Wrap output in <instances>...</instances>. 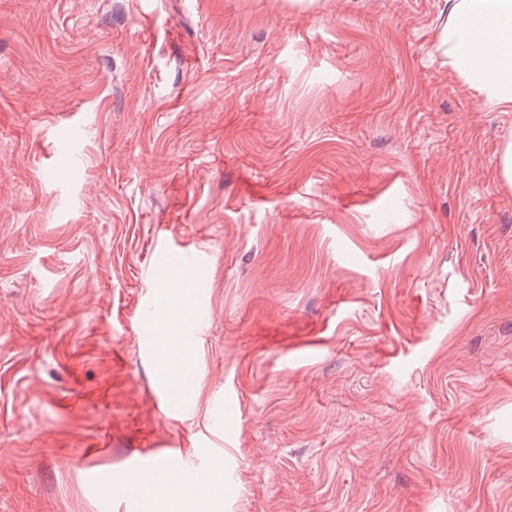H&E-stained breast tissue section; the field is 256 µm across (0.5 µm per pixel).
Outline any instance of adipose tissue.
<instances>
[{
  "label": "adipose tissue",
  "instance_id": "obj_1",
  "mask_svg": "<svg viewBox=\"0 0 512 512\" xmlns=\"http://www.w3.org/2000/svg\"><path fill=\"white\" fill-rule=\"evenodd\" d=\"M436 49L457 74L492 109L512 112V0H445ZM186 308L182 296L171 297L161 318L169 337L164 371L176 377L185 368L187 349L176 334ZM149 497L161 512H216L214 486L186 491L156 485Z\"/></svg>",
  "mask_w": 512,
  "mask_h": 512
}]
</instances>
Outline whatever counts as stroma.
Here are the masks:
<instances>
[{"label":"stroma","mask_w":512,"mask_h":512,"mask_svg":"<svg viewBox=\"0 0 512 512\" xmlns=\"http://www.w3.org/2000/svg\"><path fill=\"white\" fill-rule=\"evenodd\" d=\"M442 10L0 0V512H143L171 452L222 512H512V112ZM186 308L185 300L182 296L171 297L163 311L161 318L166 327V333L169 340V351L162 361L164 371L169 375V380H173L181 371L186 369L187 349L183 345H189L196 340L200 332L202 319L197 313L190 314L186 319V328L184 336H175L177 325L184 316ZM160 315H156V320L150 336L152 342V353L159 360L165 355V329ZM183 343V344H182Z\"/></svg>","instance_id":"35a3bbf8"}]
</instances>
